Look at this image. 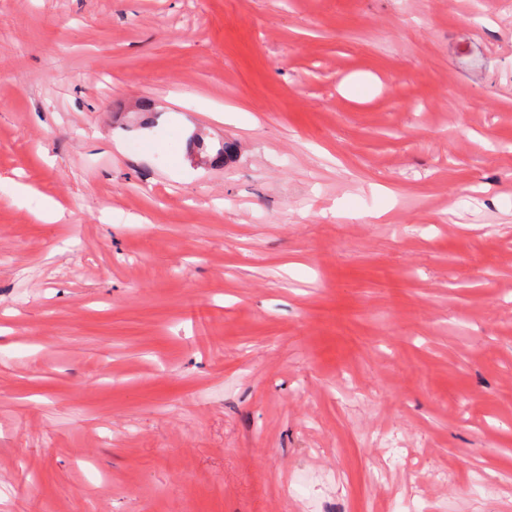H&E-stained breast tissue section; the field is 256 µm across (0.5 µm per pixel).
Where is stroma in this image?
I'll return each mask as SVG.
<instances>
[{"label":"stroma","instance_id":"1","mask_svg":"<svg viewBox=\"0 0 512 512\" xmlns=\"http://www.w3.org/2000/svg\"><path fill=\"white\" fill-rule=\"evenodd\" d=\"M414 490L512 512V0H0V512Z\"/></svg>","mask_w":512,"mask_h":512}]
</instances>
